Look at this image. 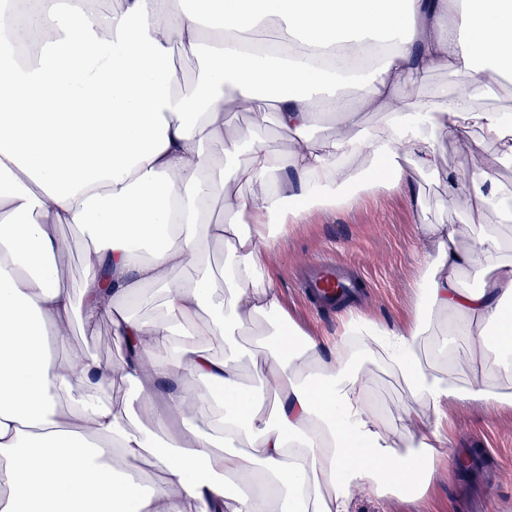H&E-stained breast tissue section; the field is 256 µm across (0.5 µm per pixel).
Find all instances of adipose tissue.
I'll return each mask as SVG.
<instances>
[{
	"mask_svg": "<svg viewBox=\"0 0 512 512\" xmlns=\"http://www.w3.org/2000/svg\"><path fill=\"white\" fill-rule=\"evenodd\" d=\"M199 62L193 93L175 91L173 46ZM441 67L470 80L442 108L413 75ZM512 70V0H0V512H351L354 495L421 502L459 456L449 411L512 412V262L487 238L461 244L451 224H420L432 255L406 320L303 329L269 268L288 226L314 209L347 208L370 190L411 192L430 174L471 223L500 205L478 141L512 159V114L478 107ZM359 89L343 98L346 85ZM275 93L291 151L224 132L227 94ZM342 136L309 138L317 104ZM383 128L364 130V114ZM444 130L470 167L450 173L432 135ZM220 199L219 218L209 204ZM78 228L88 274L75 305L57 269L58 229ZM152 243L150 256L140 254ZM230 246L229 292L203 261ZM196 266L194 280L177 269ZM485 277L465 287L461 271ZM162 293L146 322L128 304ZM471 337L465 357L423 363L433 315ZM109 319L135 348L109 365L48 352L44 328ZM268 330L243 340L258 321ZM224 345L216 354L201 344ZM378 355L406 386L396 437L354 351ZM499 355L486 367L489 351ZM258 366L264 394L243 377ZM467 367L460 380L450 369ZM132 396L114 403V386ZM158 483L145 485L141 464Z\"/></svg>",
	"mask_w": 512,
	"mask_h": 512,
	"instance_id": "obj_1",
	"label": "adipose tissue"
}]
</instances>
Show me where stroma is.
Here are the masks:
<instances>
[{
    "mask_svg": "<svg viewBox=\"0 0 512 512\" xmlns=\"http://www.w3.org/2000/svg\"><path fill=\"white\" fill-rule=\"evenodd\" d=\"M468 80L466 74L440 68L416 75V95L443 103ZM224 129L249 135L259 131L269 148L286 152L292 144L280 133L274 110H267L261 127L251 118L225 113ZM416 193L421 207L400 192L364 195L348 209L317 210L291 226L284 235L272 269L284 294L289 313L309 332L332 337L342 321L366 318L383 325H398L409 314L412 288L423 264L415 227L418 224H453L467 242L486 234L500 248L503 260L512 261V217L492 208L483 223H469L465 213L449 206L442 186L418 179ZM330 257L362 277L361 294L339 309H320L299 286L298 278L315 258ZM73 334L89 354L103 363H119L123 344L112 324L100 322L94 330L80 320L72 322ZM448 430L459 454L475 457V469L466 474L441 477L418 512H512V413L497 410L452 412Z\"/></svg>",
    "mask_w": 512,
    "mask_h": 512,
    "instance_id": "1",
    "label": "stroma"
}]
</instances>
